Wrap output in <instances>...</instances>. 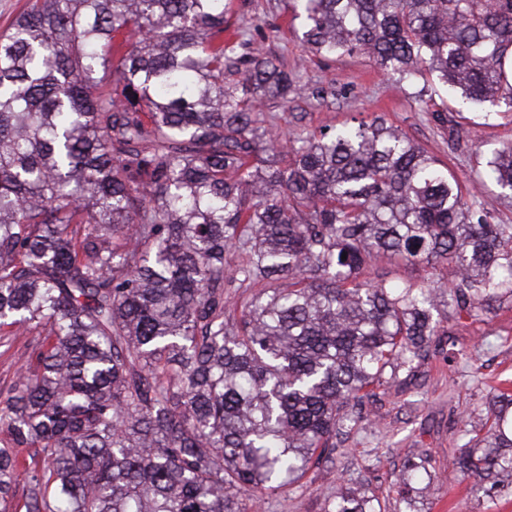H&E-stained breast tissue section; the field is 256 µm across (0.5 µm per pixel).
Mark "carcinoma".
<instances>
[{
  "label": "carcinoma",
  "instance_id": "cac0c4a2",
  "mask_svg": "<svg viewBox=\"0 0 512 512\" xmlns=\"http://www.w3.org/2000/svg\"><path fill=\"white\" fill-rule=\"evenodd\" d=\"M232 0H28L0 33V330L41 336L0 399V501L26 512H255L435 336L512 302V141L474 188L376 116L282 144L296 78ZM324 58L426 73L512 117V0H283ZM245 259L230 267L225 253ZM381 256L437 287L364 273ZM261 289L230 314L224 285ZM460 481L512 495V394L461 433ZM43 461L40 471L26 457ZM428 461L409 464L412 505ZM325 512H382L351 484ZM484 209L495 224H512V202L500 196L494 186L482 190Z\"/></svg>",
  "mask_w": 512,
  "mask_h": 512
}]
</instances>
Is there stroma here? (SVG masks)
<instances>
[{"instance_id":"35a3bbf8","label":"stroma","mask_w":512,"mask_h":512,"mask_svg":"<svg viewBox=\"0 0 512 512\" xmlns=\"http://www.w3.org/2000/svg\"><path fill=\"white\" fill-rule=\"evenodd\" d=\"M281 0H234L235 25L260 29L266 56L292 71L304 92L290 101L268 97L265 113L289 136L356 119L384 116L454 172L463 185L478 175L477 154L512 141V124L461 125L440 122L454 104L431 76L398 83L362 55L336 59L308 54L281 14ZM462 355L448 362L445 351L431 347L403 388H392L366 402L362 419L345 445L350 453L329 466L309 470L300 489L265 497L259 512H324L330 498L348 482L362 483L384 512H398L397 488L409 461L429 457L430 485L421 492L418 512H512V496L492 499L459 482L453 455L464 421L479 422L491 389L512 383V306L488 310L479 320L454 329ZM36 339L32 330L0 335V394L15 378L20 361Z\"/></svg>"}]
</instances>
